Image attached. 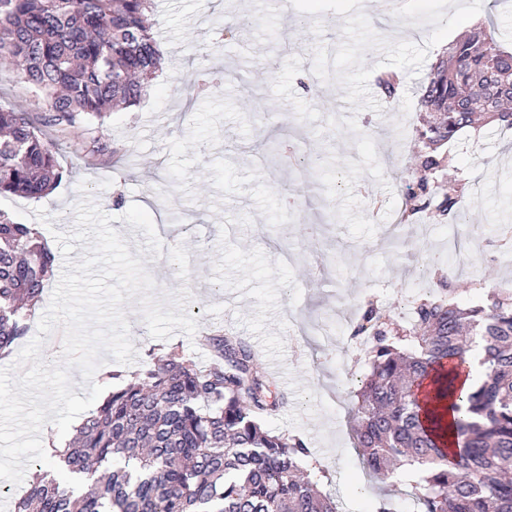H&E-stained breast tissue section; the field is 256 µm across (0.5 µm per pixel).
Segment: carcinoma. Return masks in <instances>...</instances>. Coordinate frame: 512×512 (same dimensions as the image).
<instances>
[{
  "label": "carcinoma",
  "mask_w": 512,
  "mask_h": 512,
  "mask_svg": "<svg viewBox=\"0 0 512 512\" xmlns=\"http://www.w3.org/2000/svg\"><path fill=\"white\" fill-rule=\"evenodd\" d=\"M149 9L151 0H0V64L19 70L50 125H102L113 107L138 102L158 67ZM223 78L201 68L187 86L198 95ZM379 83L397 99L399 73ZM419 105L423 147L400 223L426 213L465 224V186L440 196L435 178L465 128H512V52L481 30L455 41L431 65ZM63 177L27 114L0 108V195L40 199ZM54 263L31 225L0 212V354L25 336L24 307L41 299ZM456 280L440 268L405 321L374 301L359 308L354 334L368 337L369 369L354 388L355 447L379 481L409 482L419 512H512V286L469 304L456 299ZM199 344L204 369L151 348L139 381L107 372L112 390L58 458L89 482L74 489L39 465L13 512H340L300 472L307 442L264 427L285 398L251 346L219 331ZM474 357L481 379L464 393L457 373Z\"/></svg>",
  "instance_id": "1"
}]
</instances>
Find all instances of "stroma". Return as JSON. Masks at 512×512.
<instances>
[{
  "instance_id": "obj_1",
  "label": "stroma",
  "mask_w": 512,
  "mask_h": 512,
  "mask_svg": "<svg viewBox=\"0 0 512 512\" xmlns=\"http://www.w3.org/2000/svg\"><path fill=\"white\" fill-rule=\"evenodd\" d=\"M148 14L164 52L145 96L90 131L49 126L17 69L0 65V107L27 113L56 146L66 173L44 198L0 196V212L33 225L55 251L54 275L28 322L34 339L66 260L55 232L75 225L82 194L107 215L131 253H142L163 299L187 289L199 329L247 339L288 404L269 415L278 433L300 434L327 476L320 489L342 512H369L380 491L353 440V398L344 376L359 358L337 319L372 295L393 310L413 297L420 265L448 262L434 239L388 232L418 148L417 100L438 58L436 46L482 30L512 50V0H155ZM250 26L218 40L224 18ZM226 67L224 82L191 97L186 76ZM403 77L396 102L376 91L378 75ZM318 81V94L305 86ZM288 138L318 158L299 175L269 162L268 137ZM108 147L93 153L95 143ZM448 181L467 183L475 225H512V133L486 125L448 146ZM295 193V208L285 205ZM121 204H114V197ZM151 215L163 250L145 254L142 230L123 216L132 204ZM46 219H39L37 210ZM512 278L508 261H478L458 278L461 296ZM136 350L124 375L148 362L149 347L174 348L206 366L196 338L149 336L138 302L125 303Z\"/></svg>"
}]
</instances>
